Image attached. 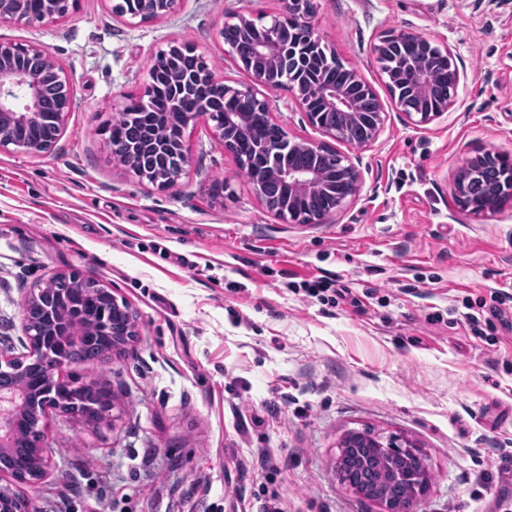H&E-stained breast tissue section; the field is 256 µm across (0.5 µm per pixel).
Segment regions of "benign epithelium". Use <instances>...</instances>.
<instances>
[{"label":"benign epithelium","instance_id":"1","mask_svg":"<svg viewBox=\"0 0 512 512\" xmlns=\"http://www.w3.org/2000/svg\"><path fill=\"white\" fill-rule=\"evenodd\" d=\"M282 13L269 24H256L239 15L234 25L237 36L224 39L229 55L250 76L251 84H230L218 78L203 57L194 49L171 46L159 50L154 58L151 83L144 98L157 95L167 98L171 117L182 127L200 120L214 122V138L224 151L240 159L239 142L252 136L256 123L271 124L270 100L258 97L254 86L268 90L288 88L304 109L310 125L324 135L351 146L366 147L378 136L386 112L383 102L352 68L342 84L325 81L313 73L314 63L327 58L326 49L318 41L309 21L310 0H280ZM176 0H118L112 13L140 21L160 19L170 14ZM72 0H42L37 21L53 23L68 16ZM27 0H0V23L30 21ZM419 36L409 32L388 33L374 46L377 60L397 54L402 46ZM447 70L445 89L435 95L430 69L425 62L402 61L406 79L401 81L386 74L395 106L416 126L427 125L447 113L457 101L460 71L454 54L447 47L440 49ZM75 94L70 75L51 51L39 44L0 41V150H11L30 157L49 151L62 134L74 107ZM55 117V131L45 140L22 142L14 138V130L35 127L47 115ZM288 148H296L306 156V164L295 166L281 160L275 166L254 169L253 189L264 206H269L267 187L273 183L283 204L271 209L278 218L290 224H320L346 203L357 200L362 192L363 177L347 155H342L323 142L287 140ZM112 151H124L129 157L126 168L141 180L159 187H173L179 177L160 172L147 174L140 161L148 155L162 157L173 154L178 173L188 163L185 144L171 146L146 132L133 143H114ZM502 157L487 151L467 157L457 167L452 181L453 204L476 217H486L512 205V189L504 190L499 181L485 184L486 205L469 199L471 179ZM114 311L122 314L121 322L112 323V346L101 361L112 360L121 353L136 332V316L126 301L112 297ZM18 305L21 308V351L0 352V378L14 376L18 382L0 386V453L6 454L20 439H27L30 429L18 428L33 399L41 407H55L62 413L83 414L78 404L61 402L56 391L71 389L56 377L63 368L80 363L79 354L87 337L94 335L96 317L93 308L75 306L72 315H63L60 323L44 324L53 319V306L42 288H22ZM37 445L30 447L27 466L0 468V481L10 478L16 484H31L47 477L52 459L45 445V433L38 434ZM364 452V467H381L391 460L403 463L395 477V489H375L367 480L354 490L378 505V512H416L419 496L431 481V475L419 447L406 439L382 436L370 430L353 431L341 441L340 449Z\"/></svg>","mask_w":512,"mask_h":512}]
</instances>
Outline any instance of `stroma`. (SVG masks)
Here are the masks:
<instances>
[{"instance_id": "35a3bbf8", "label": "stroma", "mask_w": 512, "mask_h": 512, "mask_svg": "<svg viewBox=\"0 0 512 512\" xmlns=\"http://www.w3.org/2000/svg\"><path fill=\"white\" fill-rule=\"evenodd\" d=\"M311 3L322 45L386 110L370 146L333 141L365 184L321 224L270 212L212 122L186 128L170 188L108 147L113 105L143 95L158 50L193 47L247 82L220 30L277 16V0H177L135 25L110 0H77L54 23L0 24V41L49 48L76 91L48 153L0 151V347L20 334L19 289L58 273L107 285L137 316L124 353L62 371L110 389L113 418L49 411L54 469L20 488L35 512H263L273 496L283 512H378L336 477L342 438L364 429L421 448L418 512H491L512 491V208L477 220L451 200L463 157L512 156V0ZM389 32L452 50L461 79L440 119L417 127L395 107L373 52ZM268 97L289 136L320 139L292 92ZM322 277L343 297H306Z\"/></svg>"}]
</instances>
